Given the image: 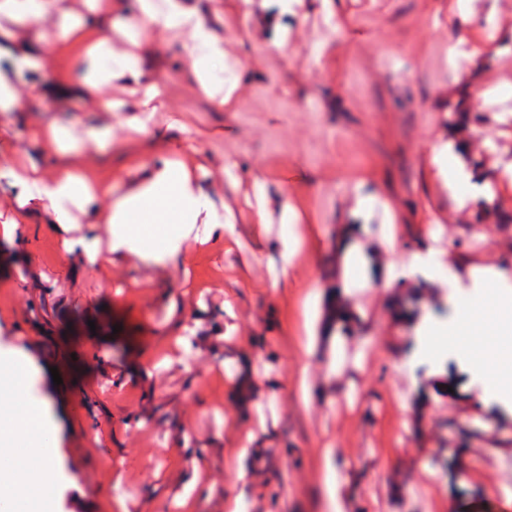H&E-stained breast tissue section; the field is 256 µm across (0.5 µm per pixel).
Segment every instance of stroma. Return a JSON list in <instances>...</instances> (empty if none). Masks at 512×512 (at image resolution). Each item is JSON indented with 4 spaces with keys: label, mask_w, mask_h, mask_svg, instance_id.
Returning a JSON list of instances; mask_svg holds the SVG:
<instances>
[{
    "label": "stroma",
    "mask_w": 512,
    "mask_h": 512,
    "mask_svg": "<svg viewBox=\"0 0 512 512\" xmlns=\"http://www.w3.org/2000/svg\"><path fill=\"white\" fill-rule=\"evenodd\" d=\"M453 0H248V21L224 17V50L237 79L232 109L214 111L190 74L185 34L157 33L164 85L159 124L183 122L206 160L207 187L225 199L236 239L193 248L190 276L135 256L85 272L61 255L53 225L24 242L0 238V350H22L33 396L48 400L66 481L55 512H226L234 455L254 435L266 463L247 512H328L325 480L340 474L347 512H512V410L498 403L488 360L457 353L451 333L430 362L403 361L414 321L467 324L490 303L461 287L473 264L512 273V0H471L459 32L474 54L448 70ZM332 50L318 57L313 45ZM128 112L82 96H36L14 119L19 152L50 168L28 137L36 120L74 137L108 128L95 158L75 157L113 181L141 179L163 151ZM473 159L471 181L447 188L432 161ZM262 178L269 224L253 216ZM490 187L494 199L474 196ZM373 195L359 208L358 193ZM297 213L282 223L283 204ZM364 228L368 253L400 270L435 251L441 276H396L358 288L362 318L341 328L359 366L327 374L320 335L336 251ZM305 244L287 280L281 238ZM61 384H54V377ZM314 400L303 406L301 381ZM273 396L256 417L241 406ZM192 510L179 502L192 477Z\"/></svg>",
    "instance_id": "obj_1"
}]
</instances>
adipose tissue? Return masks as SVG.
<instances>
[{"label": "adipose tissue", "instance_id": "ef3b65f1", "mask_svg": "<svg viewBox=\"0 0 512 512\" xmlns=\"http://www.w3.org/2000/svg\"><path fill=\"white\" fill-rule=\"evenodd\" d=\"M86 10H74L70 0H0V18L13 26L0 46V131L23 112L28 97L19 89L24 71L46 65L43 50L15 38L24 29L52 19L59 38L69 43L82 65V96L103 111L116 109L111 90L122 83L130 88L133 105L141 113V132L163 137L154 126V113L165 107L163 92L146 66L156 30L185 32L191 73L200 90L217 110L232 107V94L214 83L224 70L223 0H85ZM29 136L44 144L55 158L54 169L14 162L10 140L0 141V179L11 189L7 213H0V237L13 240L36 218L55 225L65 254L79 255L85 271L111 267L132 255L145 266L180 269L187 265L192 247L234 239L236 226L224 217V203L208 191V173L201 160L185 161L191 137L158 156L142 180L124 192L111 181L94 177L73 166L72 156L102 150L112 138L108 128H91L74 141L67 128L34 124ZM93 215L103 233H83L80 215ZM343 279L330 297L331 306L347 301L352 287L369 288L373 264L357 235H350L341 257ZM470 288L492 291L500 314L489 319L478 311L467 332H480L487 341L482 356H498L492 386L500 397L512 393V278L498 268L470 266L464 275ZM32 370L21 350L0 351V512H17L25 501L55 492L64 479L57 465V435L46 400L31 397Z\"/></svg>", "mask_w": 512, "mask_h": 512}]
</instances>
